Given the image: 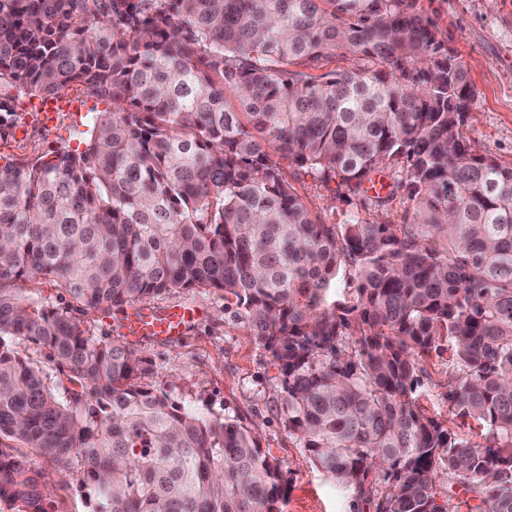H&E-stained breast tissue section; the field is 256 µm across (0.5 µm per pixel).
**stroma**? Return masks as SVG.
Returning a JSON list of instances; mask_svg holds the SVG:
<instances>
[{"label": "stroma", "instance_id": "1", "mask_svg": "<svg viewBox=\"0 0 512 512\" xmlns=\"http://www.w3.org/2000/svg\"><path fill=\"white\" fill-rule=\"evenodd\" d=\"M422 5L447 32L449 48L467 64L474 88L468 137L480 153L512 163V0H422ZM62 97L68 108L47 125L35 108L36 98L10 93L12 119L19 132L0 136V165L81 146L94 112L108 107L83 84L70 85ZM382 177L386 187L394 188L395 173L386 170ZM293 186L312 214L328 224H343L355 215L386 224L407 221L405 195L395 188L394 195L377 207L370 200L338 194L334 186L308 175L294 179ZM176 309L190 313L178 337L164 341L128 335L135 311L162 314ZM237 312L236 305L226 304L223 293L201 288L157 295L137 309L89 310L79 319L93 335L126 337L137 354L150 361L154 380L166 387L172 400L251 428L262 453L279 463L288 482L287 496L277 505L279 512H374L370 505L340 495L289 432L280 371ZM448 358L444 349L424 356L416 390L420 409L442 421L449 418L444 399L452 371ZM24 454L45 474L46 512H88L79 489L80 465L62 474L33 449H25Z\"/></svg>", "mask_w": 512, "mask_h": 512}]
</instances>
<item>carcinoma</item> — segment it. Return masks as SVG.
Returning a JSON list of instances; mask_svg holds the SVG:
<instances>
[{"label": "carcinoma", "instance_id": "obj_1", "mask_svg": "<svg viewBox=\"0 0 512 512\" xmlns=\"http://www.w3.org/2000/svg\"><path fill=\"white\" fill-rule=\"evenodd\" d=\"M346 68L315 74L336 50ZM86 84L109 99L84 151L0 166V498L45 512L16 450L76 461L91 512H276L280 465L231 418L145 380L81 308L209 288L280 370L288 430L375 512H512V163L465 136L468 68L420 0H0V97ZM354 194L397 167L408 224H324L283 173ZM348 264L353 298L337 287ZM448 342V413L419 409V358ZM47 350L56 376L18 350ZM384 472L383 483L372 479ZM17 288H21V290H19L20 295L28 299L29 302L32 298L40 301L43 297H50L49 301H53L57 304L70 301L69 295L66 294L63 289L58 286H53L43 279L18 282Z\"/></svg>", "mask_w": 512, "mask_h": 512}]
</instances>
